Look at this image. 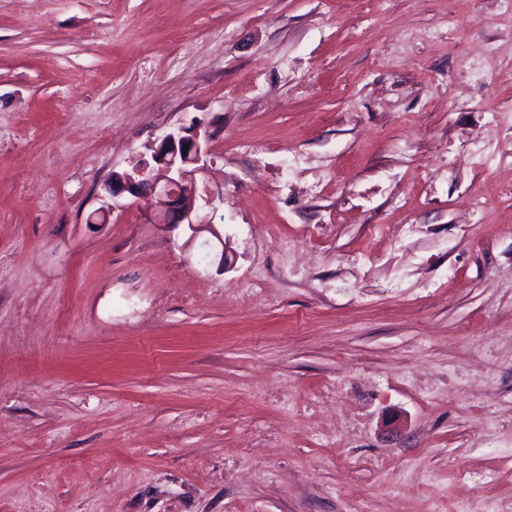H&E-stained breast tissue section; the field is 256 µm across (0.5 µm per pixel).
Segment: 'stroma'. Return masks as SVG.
Returning a JSON list of instances; mask_svg holds the SVG:
<instances>
[{"label":"stroma","mask_w":512,"mask_h":512,"mask_svg":"<svg viewBox=\"0 0 512 512\" xmlns=\"http://www.w3.org/2000/svg\"><path fill=\"white\" fill-rule=\"evenodd\" d=\"M510 71L501 0H0V512H512ZM194 124L226 270L88 221Z\"/></svg>","instance_id":"1"}]
</instances>
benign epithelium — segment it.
I'll return each mask as SVG.
<instances>
[{
  "label": "benign epithelium",
  "mask_w": 512,
  "mask_h": 512,
  "mask_svg": "<svg viewBox=\"0 0 512 512\" xmlns=\"http://www.w3.org/2000/svg\"><path fill=\"white\" fill-rule=\"evenodd\" d=\"M212 138L198 126L178 127L165 132L153 148L150 159L130 172L112 174L102 186V206L97 214L105 218L114 208L108 200L125 193L134 198L149 194L157 198L158 210L147 217L151 224L166 228L187 225L194 233L210 232L220 245L224 238L214 229L210 211L220 194L198 177L206 171Z\"/></svg>",
  "instance_id": "1"
}]
</instances>
